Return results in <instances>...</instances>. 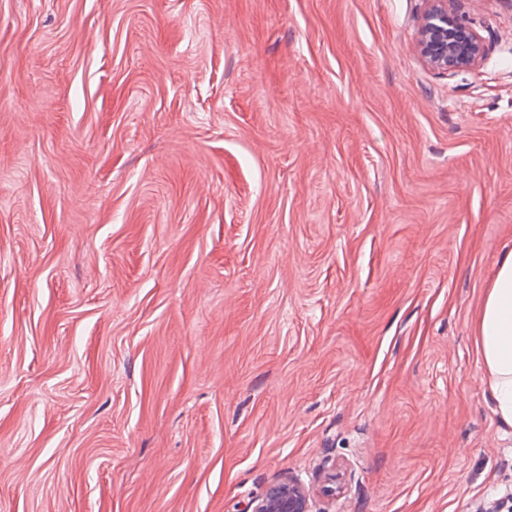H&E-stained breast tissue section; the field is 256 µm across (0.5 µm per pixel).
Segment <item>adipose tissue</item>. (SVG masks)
<instances>
[{
	"label": "adipose tissue",
	"mask_w": 512,
	"mask_h": 512,
	"mask_svg": "<svg viewBox=\"0 0 512 512\" xmlns=\"http://www.w3.org/2000/svg\"><path fill=\"white\" fill-rule=\"evenodd\" d=\"M477 344L483 375L501 423L512 426V251L505 253L479 312Z\"/></svg>",
	"instance_id": "obj_1"
}]
</instances>
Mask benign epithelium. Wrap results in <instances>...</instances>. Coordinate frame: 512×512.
<instances>
[{
	"mask_svg": "<svg viewBox=\"0 0 512 512\" xmlns=\"http://www.w3.org/2000/svg\"><path fill=\"white\" fill-rule=\"evenodd\" d=\"M429 2L416 37L418 56L427 66L446 74L477 66L485 54L484 42L459 13L458 0ZM312 503V490L290 478L269 485L249 502L246 512H313Z\"/></svg>",
	"mask_w": 512,
	"mask_h": 512,
	"instance_id": "obj_1",
	"label": "benign epithelium"
}]
</instances>
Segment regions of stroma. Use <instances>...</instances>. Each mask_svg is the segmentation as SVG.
<instances>
[{
    "mask_svg": "<svg viewBox=\"0 0 512 512\" xmlns=\"http://www.w3.org/2000/svg\"><path fill=\"white\" fill-rule=\"evenodd\" d=\"M427 7L0 0V512L512 507V0ZM459 0H429L415 42L421 60L442 73L477 66L484 57L482 37L459 13ZM477 344L483 375L501 423L512 426V251L505 253L479 312ZM313 492L301 481L290 478L268 486L249 502L245 512H313Z\"/></svg>",
    "mask_w": 512,
    "mask_h": 512,
    "instance_id": "35a3bbf8",
    "label": "stroma"
}]
</instances>
